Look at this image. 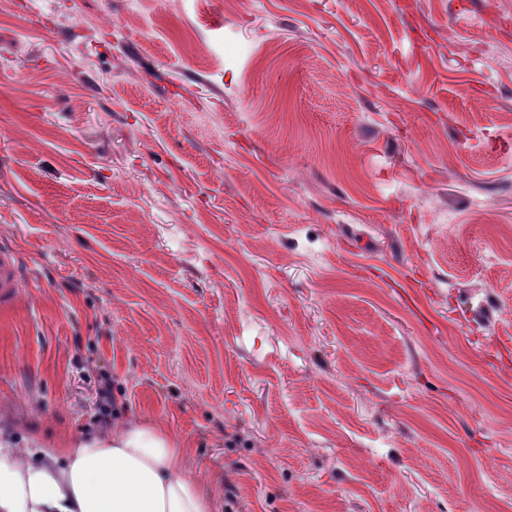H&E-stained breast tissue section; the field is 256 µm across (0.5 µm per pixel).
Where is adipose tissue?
Instances as JSON below:
<instances>
[{"instance_id":"ef3b65f1","label":"adipose tissue","mask_w":512,"mask_h":512,"mask_svg":"<svg viewBox=\"0 0 512 512\" xmlns=\"http://www.w3.org/2000/svg\"><path fill=\"white\" fill-rule=\"evenodd\" d=\"M170 431L117 415L58 442L0 430V512H216Z\"/></svg>"}]
</instances>
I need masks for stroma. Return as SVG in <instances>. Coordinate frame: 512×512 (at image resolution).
Here are the masks:
<instances>
[{
	"instance_id": "obj_1",
	"label": "stroma",
	"mask_w": 512,
	"mask_h": 512,
	"mask_svg": "<svg viewBox=\"0 0 512 512\" xmlns=\"http://www.w3.org/2000/svg\"><path fill=\"white\" fill-rule=\"evenodd\" d=\"M0 0V427L177 435L217 512H512V0ZM23 283L18 254L10 247H0V306L2 309L9 308L14 303Z\"/></svg>"
}]
</instances>
